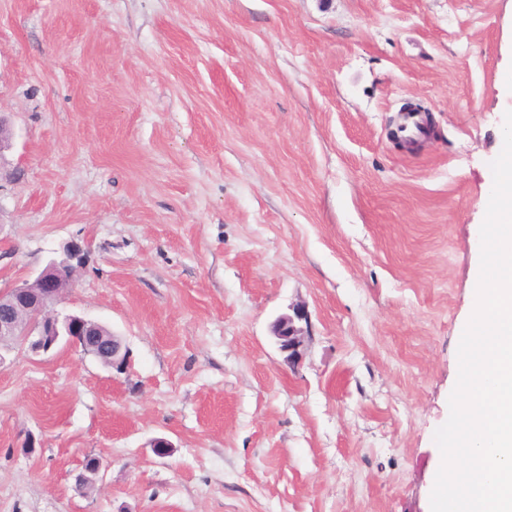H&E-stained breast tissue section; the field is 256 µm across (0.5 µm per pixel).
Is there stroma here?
I'll use <instances>...</instances> for the list:
<instances>
[{
  "label": "stroma",
  "instance_id": "35a3bbf8",
  "mask_svg": "<svg viewBox=\"0 0 512 512\" xmlns=\"http://www.w3.org/2000/svg\"><path fill=\"white\" fill-rule=\"evenodd\" d=\"M511 3L0 0V287L86 242L129 352L0 346V512H430ZM292 314H284L278 317L272 324L271 332L276 339L279 351L284 354V360L289 366L295 367L302 358V351L306 341V335L302 321L308 320L305 307L293 306Z\"/></svg>",
  "mask_w": 512,
  "mask_h": 512
}]
</instances>
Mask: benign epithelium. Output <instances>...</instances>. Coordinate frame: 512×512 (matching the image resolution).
<instances>
[{"label":"benign epithelium","instance_id":"7a95c632","mask_svg":"<svg viewBox=\"0 0 512 512\" xmlns=\"http://www.w3.org/2000/svg\"><path fill=\"white\" fill-rule=\"evenodd\" d=\"M87 255L85 245L72 241L65 258L52 259L37 275L1 290L0 341L17 342L34 355L48 353L62 342L74 343L104 364L123 369L127 350L121 337L99 322L78 314L61 316L55 310L65 302L71 277L85 265ZM307 320L305 307L296 305L271 327L279 351L292 367L302 358L306 335L301 322Z\"/></svg>","mask_w":512,"mask_h":512}]
</instances>
